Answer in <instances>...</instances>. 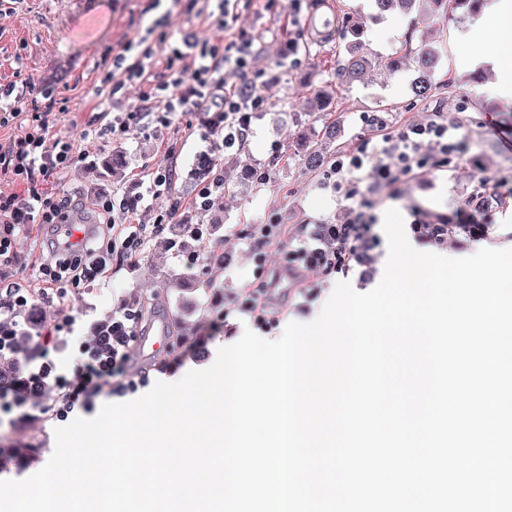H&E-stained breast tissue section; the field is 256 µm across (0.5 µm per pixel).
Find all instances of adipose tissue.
<instances>
[{"label": "adipose tissue", "mask_w": 512, "mask_h": 512, "mask_svg": "<svg viewBox=\"0 0 512 512\" xmlns=\"http://www.w3.org/2000/svg\"><path fill=\"white\" fill-rule=\"evenodd\" d=\"M495 47L496 80L482 86V93L505 96L512 93V0H486L474 24L459 36L458 60L468 64L472 56Z\"/></svg>", "instance_id": "obj_1"}]
</instances>
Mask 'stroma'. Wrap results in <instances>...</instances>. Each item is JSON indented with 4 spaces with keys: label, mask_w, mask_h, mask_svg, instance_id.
Returning a JSON list of instances; mask_svg holds the SVG:
<instances>
[{
    "label": "stroma",
    "mask_w": 512,
    "mask_h": 512,
    "mask_svg": "<svg viewBox=\"0 0 512 512\" xmlns=\"http://www.w3.org/2000/svg\"><path fill=\"white\" fill-rule=\"evenodd\" d=\"M333 8L347 18L329 42L316 43V34L306 28L307 17L318 13L320 0H241L236 26L256 40L255 59L248 73L225 68L227 86L240 88L257 81L266 98L264 111L254 114L248 137L233 148L220 151V170L230 186L209 211L191 205V193L200 183L196 173L199 158L209 145L200 133H188L176 122L159 130H134L124 138L92 137L83 142L79 162L58 174L55 191L69 195L103 197L134 195L140 184L161 166L170 167L175 179L169 193L140 211L139 221L155 224L160 215L180 202V220L185 224H214L224 236L226 263L214 276L212 293L176 288L172 277L192 274L202 279L201 268L185 269L169 243L179 225L164 229L144 247L135 263L112 264L100 279L79 293L57 295L44 288L38 269L48 256L45 230L29 225L17 242L11 260L0 262V287L20 284L33 297L34 317L24 327L31 342H38L43 326L72 318L77 334L88 331L92 321L110 314L133 295L148 298L154 308L143 318L148 331L180 319V335L169 336L177 347L179 362L163 367L166 352L146 354L133 349L125 374L146 375L149 383L175 382L192 370L209 367L219 348L237 341L244 329L263 339L281 337L286 325L311 322L320 313L337 282L346 281L360 293L374 289L382 279L388 244L382 220L388 209H397L405 224L421 219L431 223H456L459 210L475 194L477 177L494 179L497 189L487 201V227L469 234L458 232L447 244H424V251L447 257L471 255L482 248L499 249L512 244V152L503 143L512 133V99L478 93V80L493 76V64L477 58L468 67L455 62L457 36L469 19L461 13L436 17L414 6L376 17L363 0H331ZM362 24L360 38L349 27ZM222 31L199 24L188 8L172 7L170 0H19L0 13V84L31 81L52 91L65 112L56 128L61 136H78L98 93L112 89L110 51L118 42L133 41V55L151 52L158 62L157 80L168 73L163 62L173 49L194 56L219 43ZM360 42L363 55L383 60L403 44L432 43L437 63L429 76L428 98L412 89L418 74L414 69L389 73L378 69L360 81L345 84L337 74V60L349 45ZM295 52L282 57L284 44ZM336 86V109L314 116L303 107L304 97L323 82ZM426 119L454 124L462 142V158L443 167L425 166L400 181L394 194L373 188L376 218L372 261L347 272L284 274V255L289 242L306 224H340L347 218L344 201L327 187L329 168L311 171L301 163L304 145L320 143L329 124H336L337 154L355 151L364 143L397 133L403 126ZM122 155L126 168L119 180H103L99 174L112 155ZM251 164L255 174H269L266 183L249 180L239 185L240 167ZM277 219L283 234L265 245L266 269L280 273L276 288L266 297L265 323H257L241 311L249 290L259 279L245 233L251 225ZM226 324L218 332L210 327L219 314ZM47 404H25L12 410L0 408V480H22L40 470L55 448L54 430ZM24 456H16L19 448Z\"/></svg>",
    "instance_id": "1"
}]
</instances>
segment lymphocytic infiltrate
<instances>
[{"label": "lymphocytic infiltrate", "mask_w": 512, "mask_h": 512, "mask_svg": "<svg viewBox=\"0 0 512 512\" xmlns=\"http://www.w3.org/2000/svg\"><path fill=\"white\" fill-rule=\"evenodd\" d=\"M238 3L239 0H215L214 5L200 7L205 21L224 29L227 42L224 47L213 46L200 52L189 64L181 51H173L165 62L171 74L169 81L152 83L154 63L150 54L130 58L131 42L113 47V92L123 89L122 76L130 72L141 77L146 87L138 104L126 110L98 101L81 131L82 137L105 131L119 139L133 129L170 126L175 114L199 112L203 115V136L212 148H230L241 142L249 130L251 113L263 111L266 98L256 89L243 93L224 84L225 65L249 69L253 54L252 39L232 34ZM39 96L46 102L44 110L27 111L28 100ZM51 98V93L40 92L31 84H0V129L18 123L27 127L24 136L0 142V173L18 185L17 191H0V261L9 260L17 234L27 225L46 226L51 259L41 265L40 278L45 286L60 291L93 282L113 255L133 258L143 251L150 233L146 225L133 223L132 217L143 206L145 197L156 198L170 189L171 175L166 169L154 172L141 196L95 198L92 207L98 221L90 225L86 243L73 244L69 228L85 207L83 199L44 189L45 182L79 158L74 140L54 134L59 116ZM106 111L111 112L112 120L104 125L100 119ZM458 148L455 126L430 120L406 126L396 136L340 156L332 166V187L348 203V220L303 228L300 238L285 254L287 261L323 273L366 264L372 243L371 202L361 188L363 180L392 190L399 175L415 174L432 159L447 162ZM101 237L106 238V246L93 248L92 240ZM141 325V313L125 305L94 322L85 336L67 333L64 325L54 324L42 331L40 342L67 355L70 372L59 371L56 362L46 357L25 379L9 384L8 389L22 399L40 394L52 396L55 417L64 418L75 407L92 408L102 394H120L124 389L135 388L136 380L120 386L113 384L112 378L124 371L129 348Z\"/></svg>", "instance_id": "lymphocytic-infiltrate-1"}]
</instances>
